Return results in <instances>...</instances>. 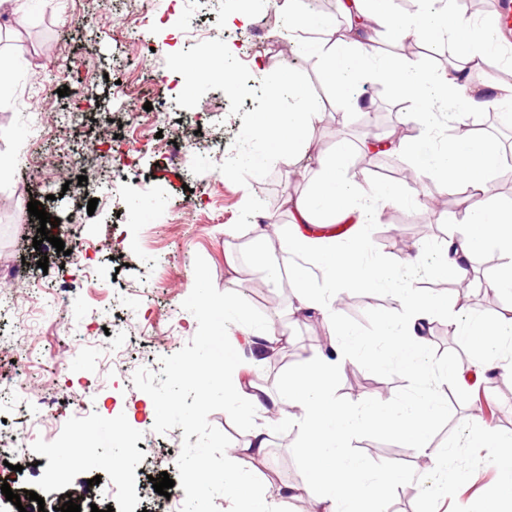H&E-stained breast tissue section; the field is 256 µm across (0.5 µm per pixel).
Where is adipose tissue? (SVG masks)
Instances as JSON below:
<instances>
[{
    "instance_id": "ef3b65f1",
    "label": "adipose tissue",
    "mask_w": 512,
    "mask_h": 512,
    "mask_svg": "<svg viewBox=\"0 0 512 512\" xmlns=\"http://www.w3.org/2000/svg\"><path fill=\"white\" fill-rule=\"evenodd\" d=\"M337 8L345 20L340 28L330 17L301 13L289 15L288 24L303 32L335 31V38H326L321 48L338 100L358 111L360 99L349 94V87L375 78L391 85L405 107V122L418 128L421 136L391 138L388 150L412 158L416 180L435 177L450 188L464 190L466 230L446 241L438 270L456 283L468 281L474 255L494 245L506 265L500 275L488 279L487 286L495 292L512 291V207L497 204L492 194L499 154L482 138L464 135L450 141L442 135L444 129L464 124L470 113L495 102L512 101L511 81L484 74L493 48L492 29L459 11L455 0H416L415 10L407 14L395 10L394 0H337ZM447 31L457 33L458 38L457 60L446 69H427L415 59L381 56L372 50L374 37L380 33L404 44H417ZM286 92L295 98L288 110L280 105ZM322 115L320 106L306 98L296 82L284 88L275 86L268 92L256 135L272 151L306 155L314 148L310 132ZM348 163L343 146L334 154L319 155L312 191L286 197L292 215V226L282 237L290 257L288 278L296 290L298 310L317 311L331 325L336 322V301L341 295L356 288H391L392 311L380 318L376 336L331 340L328 350L316 351L287 386L276 392L234 373L242 345L275 350L281 338L269 324L257 329L244 324L239 336L225 338L223 374H215L205 357L194 359L188 367L200 384L201 401L220 393L227 413L258 417L248 445L227 451L224 497L236 505V512H278L276 505L253 495L250 474L239 463L264 457L269 437L279 425L297 428L306 439L304 454L310 469L304 491L309 512H366V505H379L386 488L398 480L397 472L349 453L351 438L363 429L393 433L416 448L420 457L428 455V427L442 405L435 388L403 402L388 398L364 405L339 400L329 390L348 351L366 357L384 346L400 356L409 371L424 374L425 332L432 318L448 309L446 299L421 292L408 279L422 265L425 252L421 248L401 251L378 263L366 259L371 224L384 207L399 202L402 191L395 185L375 187L353 180ZM329 224L349 225V239L327 247L324 237L314 235L312 229ZM313 268L324 274L323 287H310ZM449 328L485 369L512 375V360L506 358L512 351L511 303L492 323L459 308Z\"/></svg>"
}]
</instances>
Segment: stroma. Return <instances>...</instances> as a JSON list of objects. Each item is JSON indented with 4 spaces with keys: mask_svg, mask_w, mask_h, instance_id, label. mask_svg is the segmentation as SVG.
I'll return each mask as SVG.
<instances>
[{
    "mask_svg": "<svg viewBox=\"0 0 512 512\" xmlns=\"http://www.w3.org/2000/svg\"><path fill=\"white\" fill-rule=\"evenodd\" d=\"M214 0L158 5L157 0H24L0 30V68L11 83L0 93V271L24 269L22 287L11 289L10 302L0 301V337L21 342L25 358L0 355V374L26 384L33 396L46 398L33 416L38 422L36 448L0 463V482H8L21 502L37 493L48 503L78 498L83 512H156L159 496L153 478L168 472L170 452L180 450L182 428L159 434L153 419L137 415L122 423L123 413L141 406L144 392L132 377L139 368L157 372L161 357L178 352L195 335V317L182 303L194 285V258L207 262L217 290L242 292L261 282L280 302L262 307L277 318L284 341L274 358L256 364L251 349L242 352L254 379L282 382L323 345L319 314L293 316V289L273 283L264 263L279 254L278 239H262L257 227L276 223L288 227L292 217L286 196L307 192L314 177L312 160L267 156L252 129L262 110L270 83L293 74L306 94L323 89L335 99L336 88L324 76L320 34L310 47L285 49L280 39L287 26L282 8L256 11L246 25H228ZM137 26L138 38L126 33ZM198 26L224 50L235 86L189 82L184 63L201 59L204 47L185 41L186 27ZM263 71H256L255 61ZM124 85L128 95L116 103L113 93ZM67 96H59L61 88ZM366 112L324 116L311 137L322 153H332L338 141L351 145V161L360 138H388L402 126V114L390 85L376 81L359 85ZM162 115L161 122L141 120L130 125L129 113L145 107ZM140 149L125 178L115 175V153L128 139ZM182 141L181 152L171 148ZM363 179L373 185H403L406 198L392 205L385 217L394 233L385 243L369 240L371 260L389 259L403 246L416 243V225H426L437 238L444 224L460 214V190L435 178L420 186L402 184L405 158L394 154L371 157ZM94 172L90 184L77 178ZM442 199L445 209L432 216L409 198ZM95 211H88L90 199ZM60 220L52 235L61 238L66 253L37 249L33 238L39 221L28 212L30 201ZM90 246L86 264L73 251ZM494 247L473 262L476 281L466 299H459L452 281L435 276L434 258H426L420 279L433 294L447 297L449 307L465 302L472 315L492 320L484 283L492 276L488 263ZM47 259V268L37 265ZM350 305L339 315L342 325L360 336L374 334L376 312L390 308L387 291L355 289ZM464 352L459 337L449 335L448 316H435L429 326L428 355L438 385L448 388L446 411L430 426L432 453L452 457L468 471L463 483L441 481L429 493L404 480L394 484L385 501L387 512H488L502 492L494 459L497 449L478 444L485 424L470 421L480 394L500 407L496 431L512 442V376L485 371L473 363L466 387L445 375L448 362ZM337 398L365 404L380 392L405 401L418 395L420 383L391 352L366 359L349 356L332 383ZM94 401L100 414L94 424L99 465L73 470L60 479L50 458L75 419L80 400ZM303 435L294 428L275 432L263 459L252 462L254 486L269 501L282 485L303 486L309 465L302 453ZM351 450L375 466L409 473L417 467L416 449L396 435L366 429ZM125 466L114 472V459ZM121 476L119 493L107 495L114 476Z\"/></svg>",
    "mask_w": 512,
    "mask_h": 512,
    "instance_id": "stroma-1",
    "label": "stroma"
}]
</instances>
